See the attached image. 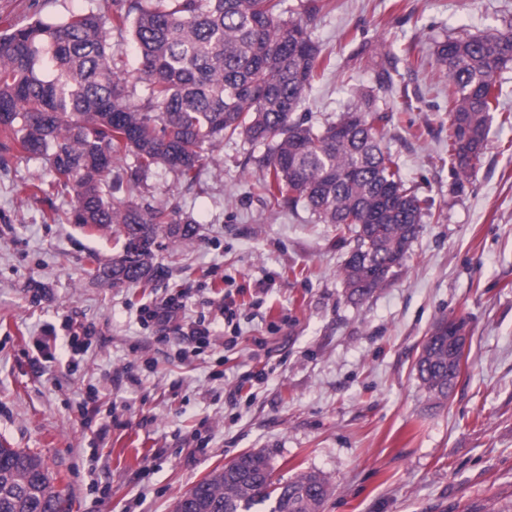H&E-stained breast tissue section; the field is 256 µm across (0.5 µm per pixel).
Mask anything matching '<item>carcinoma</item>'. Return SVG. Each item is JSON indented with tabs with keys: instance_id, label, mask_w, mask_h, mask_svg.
Wrapping results in <instances>:
<instances>
[{
	"instance_id": "cac0c4a2",
	"label": "carcinoma",
	"mask_w": 512,
	"mask_h": 512,
	"mask_svg": "<svg viewBox=\"0 0 512 512\" xmlns=\"http://www.w3.org/2000/svg\"><path fill=\"white\" fill-rule=\"evenodd\" d=\"M113 7L58 22L36 18L0 35V150L19 148L48 160L52 179L22 191L73 194L55 223L119 227L123 254L88 270L114 285L155 276L154 248L198 237L175 209L117 200L155 168L197 181L209 153L244 136L265 144L266 174L254 184L271 206L303 204L324 224L353 234L356 254L343 281L358 303L387 286L402 265L427 200L406 185L394 155L381 143L387 116L373 96L360 94L338 120L321 127L294 117L318 74L328 69L308 22L329 0H112ZM127 31L137 50L135 97L124 61L109 42ZM448 73V153L456 177L482 154L490 113L497 111V76L512 63V26L494 35L450 36L437 43ZM133 166L116 170L127 156ZM371 257L373 265L364 263ZM460 358L435 338L417 361L419 378L441 400L459 375ZM271 456L236 458L214 470L175 503L174 512H322L329 479L307 471L272 481ZM0 512H63V498L37 453L0 444Z\"/></svg>"
}]
</instances>
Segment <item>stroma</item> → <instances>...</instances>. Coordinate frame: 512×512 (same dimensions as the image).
I'll return each mask as SVG.
<instances>
[{
  "instance_id": "stroma-1",
  "label": "stroma",
  "mask_w": 512,
  "mask_h": 512,
  "mask_svg": "<svg viewBox=\"0 0 512 512\" xmlns=\"http://www.w3.org/2000/svg\"><path fill=\"white\" fill-rule=\"evenodd\" d=\"M103 0H0V33L59 21ZM512 0H332L309 24L331 66L307 93L313 120H334L355 91L388 117L383 146L431 205L388 286L351 303L342 268L352 238L305 207L252 192L267 147L224 142L187 184L158 168L120 198L190 217L199 237L162 240L148 283L89 276L123 250L115 229L49 220L72 196L34 198L40 157L0 167V443L40 453L68 512H173L177 499L246 451L270 453L274 478L325 474L323 512H512V124L493 113L484 153L456 183L448 160L446 36L490 35ZM392 85L379 87L381 57ZM234 291L237 327L217 303ZM181 297L177 331L141 311ZM443 317L470 327L447 400L415 370ZM211 321L210 345L185 330ZM93 330L77 369L47 363L34 336ZM115 403L104 442L80 423L89 389Z\"/></svg>"
}]
</instances>
